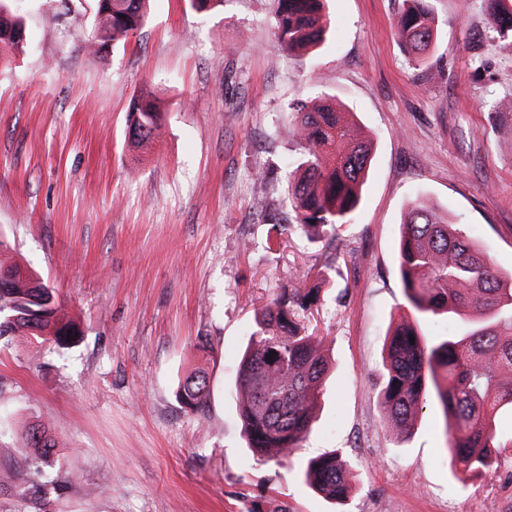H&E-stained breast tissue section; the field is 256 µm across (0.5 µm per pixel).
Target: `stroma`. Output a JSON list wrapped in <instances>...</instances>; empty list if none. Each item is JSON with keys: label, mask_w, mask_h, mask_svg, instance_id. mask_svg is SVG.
<instances>
[{"label": "stroma", "mask_w": 512, "mask_h": 512, "mask_svg": "<svg viewBox=\"0 0 512 512\" xmlns=\"http://www.w3.org/2000/svg\"><path fill=\"white\" fill-rule=\"evenodd\" d=\"M438 38L410 61L403 0H327L325 43L291 52L272 0H150L149 21L90 53L95 0H20L22 53L0 66V240L81 330L61 350L0 338V446L48 422L73 453L39 492L0 512H512V420L491 474L465 481L428 403L400 430L380 405L392 322L408 309L396 261L407 202L447 211L512 271V50L485 0H430ZM163 100L161 137L132 147L126 111ZM328 95L375 152L336 250L297 227L285 192L301 159L297 106ZM320 287L307 312L332 360L310 433L291 460L253 455L237 369L255 312ZM204 368L203 412L178 382ZM339 449L351 498L313 492L306 462ZM63 490H55L54 479Z\"/></svg>", "instance_id": "1"}]
</instances>
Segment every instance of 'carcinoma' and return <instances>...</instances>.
I'll return each instance as SVG.
<instances>
[{"label": "carcinoma", "instance_id": "1", "mask_svg": "<svg viewBox=\"0 0 512 512\" xmlns=\"http://www.w3.org/2000/svg\"><path fill=\"white\" fill-rule=\"evenodd\" d=\"M485 2L492 30L512 49V0ZM274 16L279 43L293 51L321 43L330 26L323 0H274ZM96 17L88 44L101 55L102 46L145 26L147 0H112L110 8L98 4ZM9 29L21 37L0 47V64L10 63L29 41L24 16L0 0V33ZM396 31L411 59L426 63L438 35L428 0H406ZM126 123L130 142L148 145L161 135V108L134 97ZM296 136L303 158L288 177L287 193L297 224L316 234L351 223L361 203L371 142L359 137L347 113L319 104L299 112ZM397 266L413 319L398 324L387 345L382 405L392 422L406 428L434 396L444 417L451 466L463 474H487L502 446L498 422L512 417V275L500 272L488 251L420 199L411 202L400 224ZM317 299L312 288L284 289L256 312L237 390L247 447L259 457L289 459L309 432L329 369L323 338L302 320ZM421 316L446 319L448 333L426 337ZM7 334L64 349L78 335V325L55 290L32 272L0 288V337ZM208 395L209 380L200 368L180 382L178 398L192 413L203 408ZM23 447L53 465L64 443L49 425L37 422L24 428ZM349 469L347 456L334 449L310 459L304 476L318 494L343 502L353 492ZM3 490L21 499L33 493L27 461L0 463Z\"/></svg>", "mask_w": 512, "mask_h": 512}]
</instances>
